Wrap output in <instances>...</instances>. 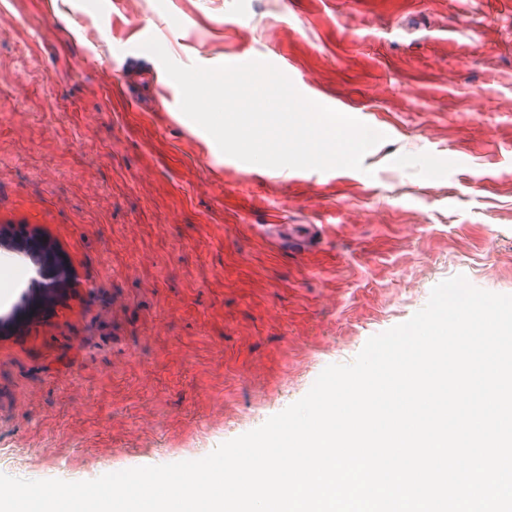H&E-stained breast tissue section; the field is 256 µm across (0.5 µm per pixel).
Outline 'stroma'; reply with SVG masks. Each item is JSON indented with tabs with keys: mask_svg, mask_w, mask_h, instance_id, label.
I'll list each match as a JSON object with an SVG mask.
<instances>
[{
	"mask_svg": "<svg viewBox=\"0 0 512 512\" xmlns=\"http://www.w3.org/2000/svg\"><path fill=\"white\" fill-rule=\"evenodd\" d=\"M0 0V202L49 215L102 286L66 336L0 350V474L198 460L462 275L512 295L505 0ZM188 66L288 62L392 125L363 170H242L179 109ZM265 224H310L278 247Z\"/></svg>",
	"mask_w": 512,
	"mask_h": 512,
	"instance_id": "stroma-1",
	"label": "stroma"
}]
</instances>
